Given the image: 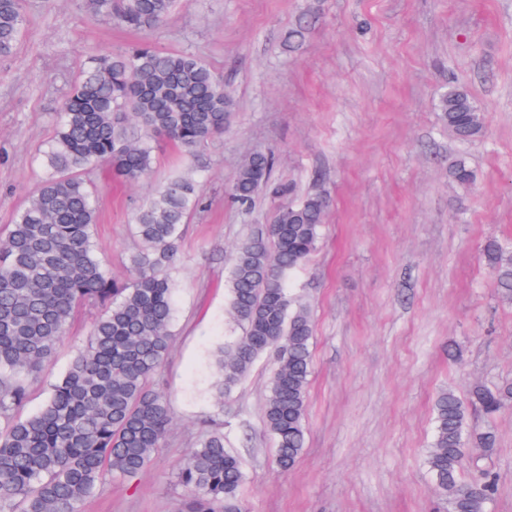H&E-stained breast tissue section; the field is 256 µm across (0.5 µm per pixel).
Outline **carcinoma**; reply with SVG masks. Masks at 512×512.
<instances>
[{"label":"carcinoma","mask_w":512,"mask_h":512,"mask_svg":"<svg viewBox=\"0 0 512 512\" xmlns=\"http://www.w3.org/2000/svg\"><path fill=\"white\" fill-rule=\"evenodd\" d=\"M176 0H80L91 16L124 26L153 28ZM316 16L300 15L284 46L298 50ZM24 0H0V56L24 28ZM448 134L471 143L487 134L484 112L471 93L450 85L435 104ZM234 100L217 74L195 56L138 43L121 53L93 55L59 112L53 143L44 154L47 177L17 211L0 237V512H80L107 478L131 477L148 466L172 416L149 381L170 350L175 313V266L182 226L204 206L190 174L164 183L137 209L140 247L129 256L131 278L109 274L97 252L96 189L83 178L106 166L113 179L137 183L154 165L153 141L164 138L187 157L224 128ZM273 158L250 152L229 188L248 208L260 192L290 194L273 179ZM460 185L474 181L462 159L448 170ZM328 206L320 192L280 206L273 221L239 243L228 274L230 314L241 334L217 347L212 385L224 395L264 355L274 371L264 404V424L275 445V463L294 467L305 445L307 389L312 370L314 323L310 309L288 291L287 278L315 251ZM486 264L496 275L498 299L512 304V245L488 241ZM102 308L84 346L49 384L41 408L25 415L29 383L41 377L75 310ZM512 408V382L475 383L467 399L442 390L433 401V438L427 463L434 490L448 512H488L494 484L487 473L461 480V465L490 458L495 432L471 425ZM244 474L215 428L191 449L176 473L188 495L180 512H243Z\"/></svg>","instance_id":"obj_1"}]
</instances>
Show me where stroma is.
Returning <instances> with one entry per match:
<instances>
[{"mask_svg":"<svg viewBox=\"0 0 512 512\" xmlns=\"http://www.w3.org/2000/svg\"><path fill=\"white\" fill-rule=\"evenodd\" d=\"M318 21L296 52L283 47L302 13ZM27 23L0 56V229L45 179L42 152L90 54L147 42L207 63L232 94L228 126L183 160L170 143L149 178L130 186L105 170L94 228L112 277L128 279L131 219L155 188L196 166L207 206L183 228L176 314L164 367L151 381L173 422L147 469L115 478L82 512H179L175 472L189 448L224 422L239 456L245 512H444L426 456L438 391L512 381V305L484 264L486 240L512 241V0H179L163 24L131 30L91 17L75 0H26ZM482 108L485 139L449 137L434 104L448 85ZM262 149L295 199L330 200L316 252L288 279L314 319L306 444L280 471L263 413L272 358H261L223 404L209 393V352L238 336L228 311L233 250L270 223L277 198L250 209L227 189L242 158ZM473 186L448 177L456 157ZM99 310L82 308L32 383L27 411L67 366ZM472 423L489 422L473 414ZM497 451L465 464L493 472L491 512H512V409L490 422Z\"/></svg>","mask_w":512,"mask_h":512,"instance_id":"35a3bbf8","label":"stroma"}]
</instances>
